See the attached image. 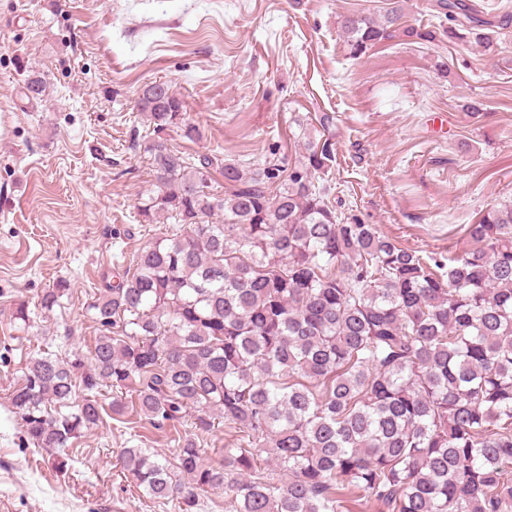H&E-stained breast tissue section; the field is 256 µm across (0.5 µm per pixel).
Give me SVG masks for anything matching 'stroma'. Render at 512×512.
I'll list each match as a JSON object with an SVG mask.
<instances>
[{
  "label": "stroma",
  "mask_w": 512,
  "mask_h": 512,
  "mask_svg": "<svg viewBox=\"0 0 512 512\" xmlns=\"http://www.w3.org/2000/svg\"><path fill=\"white\" fill-rule=\"evenodd\" d=\"M434 2L408 0L407 20L435 39L353 58L342 15L387 0H0V512H183L132 487L118 453L173 456L190 422L104 416L59 470L8 401L33 353H89L87 304L175 230L136 209L155 188L156 135L135 108L146 84L171 83L199 128L194 142L166 130L170 147L250 167L287 168L304 122L333 114L329 201L425 256L460 254L466 224L512 204V24L491 30V53L473 34L448 39ZM61 278L70 298L18 334L15 304Z\"/></svg>",
  "instance_id": "stroma-1"
}]
</instances>
